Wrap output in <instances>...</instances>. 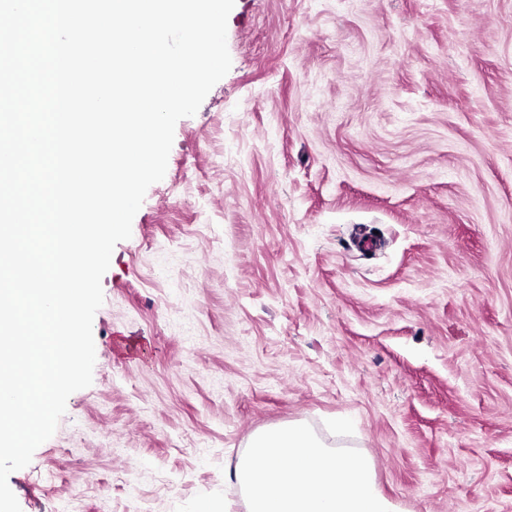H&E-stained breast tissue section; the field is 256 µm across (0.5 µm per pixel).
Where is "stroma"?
<instances>
[{
	"label": "stroma",
	"mask_w": 512,
	"mask_h": 512,
	"mask_svg": "<svg viewBox=\"0 0 512 512\" xmlns=\"http://www.w3.org/2000/svg\"><path fill=\"white\" fill-rule=\"evenodd\" d=\"M227 46L21 512H248L293 422L399 512H512V0H235Z\"/></svg>",
	"instance_id": "stroma-1"
}]
</instances>
